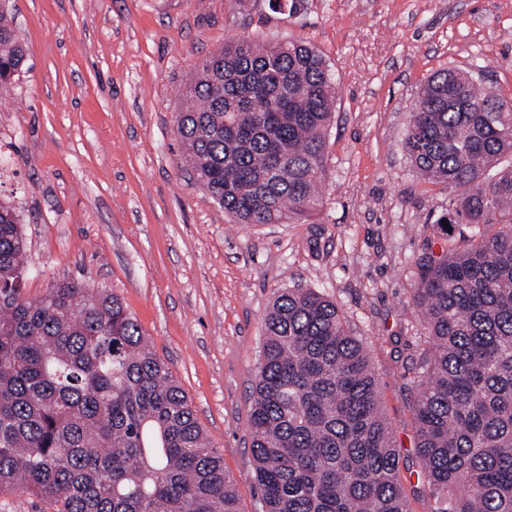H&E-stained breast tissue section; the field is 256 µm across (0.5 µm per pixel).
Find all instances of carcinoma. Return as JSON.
I'll return each mask as SVG.
<instances>
[{
    "mask_svg": "<svg viewBox=\"0 0 512 512\" xmlns=\"http://www.w3.org/2000/svg\"><path fill=\"white\" fill-rule=\"evenodd\" d=\"M27 62L0 0V88ZM336 87L295 42L240 37L199 65L175 123L190 170L235 224L316 209ZM404 148L448 187L473 241L423 264L431 353L415 369L416 448L436 512H512V106L468 72L418 91ZM23 225L0 204V494L48 512H239L224 457L114 293L54 283L37 300ZM264 512H411L370 353L337 305L280 291L250 413Z\"/></svg>",
    "mask_w": 512,
    "mask_h": 512,
    "instance_id": "carcinoma-1",
    "label": "carcinoma"
}]
</instances>
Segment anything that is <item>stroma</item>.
Masks as SVG:
<instances>
[{"label":"stroma","mask_w":512,"mask_h":512,"mask_svg":"<svg viewBox=\"0 0 512 512\" xmlns=\"http://www.w3.org/2000/svg\"><path fill=\"white\" fill-rule=\"evenodd\" d=\"M10 0L23 72L0 89V203L23 226L24 292L83 279L117 294L185 390L239 512H261L249 415L264 317L279 291L336 302L371 356L412 512H433L415 448L412 304L422 259L465 246L437 225L448 190L404 142L416 93L480 65L512 103V0ZM242 36L299 41L337 89L322 203L287 224L230 223L183 156L175 116L206 56Z\"/></svg>","instance_id":"1"}]
</instances>
